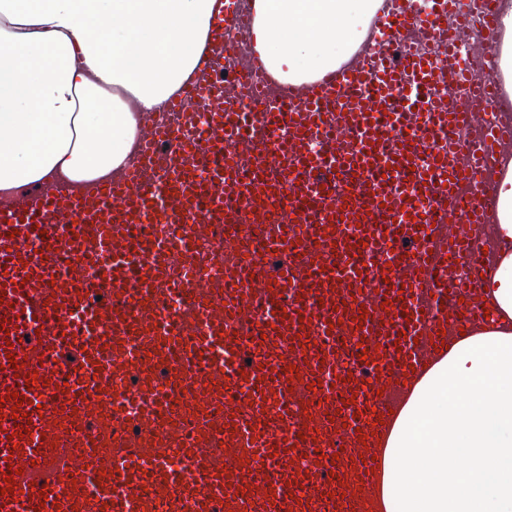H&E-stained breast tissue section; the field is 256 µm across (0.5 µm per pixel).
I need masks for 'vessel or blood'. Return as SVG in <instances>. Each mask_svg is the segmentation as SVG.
<instances>
[{
    "mask_svg": "<svg viewBox=\"0 0 512 512\" xmlns=\"http://www.w3.org/2000/svg\"><path fill=\"white\" fill-rule=\"evenodd\" d=\"M387 2L374 39L417 26L439 54L360 59L299 103L247 74L238 96L256 115L224 99L225 32L250 22L226 0L199 62L208 80L172 101L181 121L153 127L139 170L89 198L0 206V478L19 471L0 512H142L174 495L183 512H362L405 380L440 350L442 329L484 318L491 268L468 227L487 204L461 191L512 140L489 116L467 164L447 149L449 128L498 94L490 74L462 68L470 49L457 37L493 28L496 0ZM443 69L455 112L442 106ZM266 196L271 225L232 206ZM135 224L156 227L140 250ZM220 229L252 245L226 267L229 286L193 267L166 277L171 256ZM191 289L202 307L187 315ZM350 337L366 355L346 363ZM120 369L141 380L136 392ZM186 389L189 423L171 410ZM15 392L27 398L17 409Z\"/></svg>",
    "mask_w": 512,
    "mask_h": 512,
    "instance_id": "1",
    "label": "vessel or blood"
}]
</instances>
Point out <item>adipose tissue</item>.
I'll return each mask as SVG.
<instances>
[{"label": "adipose tissue", "mask_w": 512, "mask_h": 512, "mask_svg": "<svg viewBox=\"0 0 512 512\" xmlns=\"http://www.w3.org/2000/svg\"><path fill=\"white\" fill-rule=\"evenodd\" d=\"M384 0H247L251 45L283 84L364 48ZM221 0H0V200L94 187L129 166L146 115L192 80ZM495 76L512 107V0H499ZM497 313L453 339L397 407L375 512H512V152L492 186Z\"/></svg>", "instance_id": "ef3b65f1"}]
</instances>
